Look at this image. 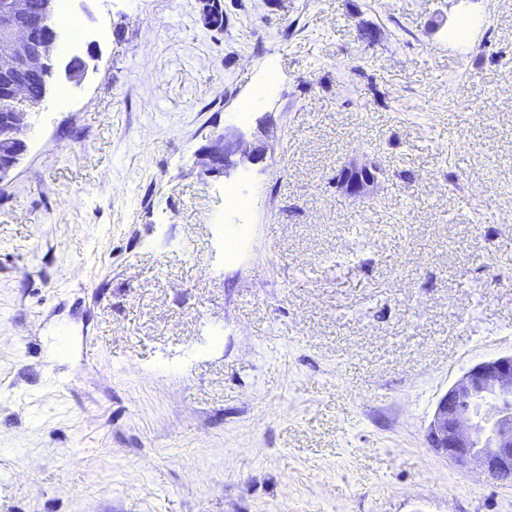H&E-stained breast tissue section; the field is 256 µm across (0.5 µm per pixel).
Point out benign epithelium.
<instances>
[{
	"label": "benign epithelium",
	"mask_w": 512,
	"mask_h": 512,
	"mask_svg": "<svg viewBox=\"0 0 512 512\" xmlns=\"http://www.w3.org/2000/svg\"><path fill=\"white\" fill-rule=\"evenodd\" d=\"M30 0H0V183L7 180L26 152L24 134L27 109L43 101L29 93V83L46 70L63 66L68 82L79 85L85 78L86 63L77 56L64 60L59 52L60 36L42 38L28 24ZM265 148L216 136L205 153L207 170L227 171L235 166L236 155L248 162L263 158ZM379 169L374 163H353L336 175V189L357 199L377 185ZM483 388L494 392L496 409L485 436L477 447V435L469 401ZM429 447L448 460L476 464L488 478L499 483L512 481V354L473 365L438 401L427 429Z\"/></svg>",
	"instance_id": "7a95c632"
}]
</instances>
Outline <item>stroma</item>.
Returning a JSON list of instances; mask_svg holds the SVG:
<instances>
[{"instance_id":"1","label":"stroma","mask_w":512,"mask_h":512,"mask_svg":"<svg viewBox=\"0 0 512 512\" xmlns=\"http://www.w3.org/2000/svg\"><path fill=\"white\" fill-rule=\"evenodd\" d=\"M206 2L71 0L0 184V512H512L426 441L512 353V0ZM226 129L265 160L206 174ZM379 173L375 163H352L336 175V189L353 199L363 197L377 185Z\"/></svg>"}]
</instances>
